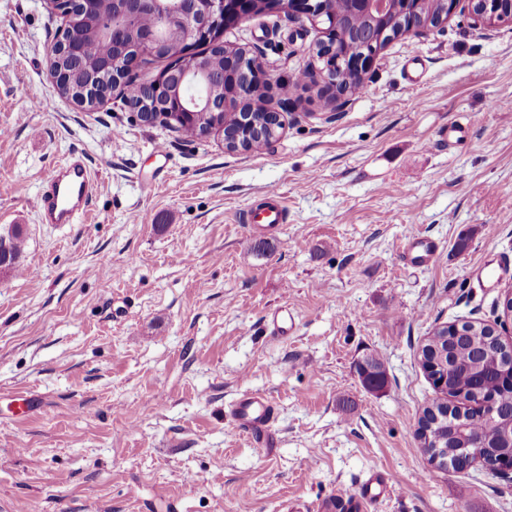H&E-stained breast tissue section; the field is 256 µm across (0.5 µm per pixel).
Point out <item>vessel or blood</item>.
Returning a JSON list of instances; mask_svg holds the SVG:
<instances>
[{
	"label": "vessel or blood",
	"mask_w": 512,
	"mask_h": 512,
	"mask_svg": "<svg viewBox=\"0 0 512 512\" xmlns=\"http://www.w3.org/2000/svg\"><path fill=\"white\" fill-rule=\"evenodd\" d=\"M95 190V183L83 159L71 156L60 163L55 173L42 185L37 200L40 218L46 224H70L84 214ZM285 209L278 196H271L250 216L257 229L273 230L283 224ZM439 253L438 246L411 234L406 239L409 265L426 267ZM233 418L238 427L257 436L268 435L275 409L264 396L246 393L233 405Z\"/></svg>",
	"instance_id": "1"
}]
</instances>
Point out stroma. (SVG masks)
Masks as SVG:
<instances>
[{"mask_svg":"<svg viewBox=\"0 0 512 512\" xmlns=\"http://www.w3.org/2000/svg\"><path fill=\"white\" fill-rule=\"evenodd\" d=\"M61 25L41 0H0V238L23 232L0 273V512H324L373 471L394 490L370 512H512V476L437 467L415 436L443 398L421 366L430 333L496 325L512 284V25L459 10L399 37L338 107L297 80L311 24L228 29L259 48L285 120L248 152L116 95L35 109ZM75 152L88 214L41 223L39 187ZM273 193L286 221L254 234L245 214ZM411 233L438 245L430 266L405 263ZM367 356L382 389L356 372ZM246 392L275 405V447L235 426ZM22 231L20 228H15L9 236L7 248L2 249L3 239L1 238L0 249V270L4 273L14 271L17 267V259L19 257L22 241ZM357 371L364 384L371 389L382 387L386 381V370L383 363L371 356L357 365Z\"/></svg>","mask_w":512,"mask_h":512,"instance_id":"1","label":"stroma"}]
</instances>
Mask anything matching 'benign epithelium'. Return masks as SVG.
Masks as SVG:
<instances>
[{
	"instance_id": "obj_1",
	"label": "benign epithelium",
	"mask_w": 512,
	"mask_h": 512,
	"mask_svg": "<svg viewBox=\"0 0 512 512\" xmlns=\"http://www.w3.org/2000/svg\"><path fill=\"white\" fill-rule=\"evenodd\" d=\"M157 8L156 25L144 28L139 23L144 0H112V13L104 16L94 13L93 0H44L49 8L62 14L64 30L50 48V59L64 53H81L74 27L92 24L109 39L108 75L98 70L99 64L85 63L86 75L79 84L74 83L71 71L63 65L49 70L50 89L54 93L65 92V97L84 108L99 106L118 93L127 95L130 72L125 61L131 54L141 58L159 57L169 60L158 75L140 80V86L148 90V101L154 109L146 111L143 105L128 103V109L143 122L166 124L178 131L182 124L198 112L213 115L233 112L249 100L254 90L269 86L271 76L257 60L254 51L224 43L221 34L230 25H241L259 15L258 9L266 12H282L294 21L307 20L320 33L316 47L323 48L325 57L335 53L336 18L327 12L324 0L314 5V0H153ZM476 0H469L468 18L476 29L493 28L487 15L474 8ZM352 10L391 12L393 23L407 33L420 37L432 29L430 23L416 25L413 14L415 0H350ZM208 43L224 50L231 59L229 71L210 72L203 67L201 56L195 51L197 45ZM382 47L367 49L355 56L340 55L337 67L365 79L376 61ZM307 82L321 85L335 95L339 101L347 93L339 88L334 75L321 68L308 73ZM480 441L474 440L476 451L469 458L479 463L494 475L512 474V461L491 462L485 460L477 450Z\"/></svg>"
}]
</instances>
